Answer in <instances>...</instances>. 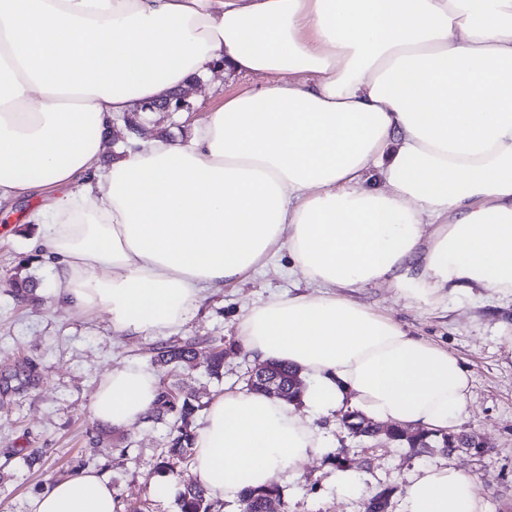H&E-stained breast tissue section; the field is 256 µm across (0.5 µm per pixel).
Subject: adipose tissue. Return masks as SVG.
Segmentation results:
<instances>
[{
    "label": "adipose tissue",
    "mask_w": 512,
    "mask_h": 512,
    "mask_svg": "<svg viewBox=\"0 0 512 512\" xmlns=\"http://www.w3.org/2000/svg\"><path fill=\"white\" fill-rule=\"evenodd\" d=\"M262 82L187 138L103 158L115 117L214 61ZM52 192L29 248L66 308L141 335L279 251L309 292L273 296L238 327L252 359L307 376L304 412L255 391L210 403L193 472L208 494L297 472L328 441L318 419L444 431L465 412L456 356L348 297L384 282L411 301L480 288L512 298V0H0V203ZM160 390L128 363L93 418L145 422ZM81 472L34 512H115ZM399 512H484L451 467L420 469Z\"/></svg>",
    "instance_id": "adipose-tissue-1"
}]
</instances>
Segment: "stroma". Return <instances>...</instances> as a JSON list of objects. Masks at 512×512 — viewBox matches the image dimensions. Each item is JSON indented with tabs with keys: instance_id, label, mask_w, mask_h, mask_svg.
<instances>
[{
	"instance_id": "obj_1",
	"label": "stroma",
	"mask_w": 512,
	"mask_h": 512,
	"mask_svg": "<svg viewBox=\"0 0 512 512\" xmlns=\"http://www.w3.org/2000/svg\"><path fill=\"white\" fill-rule=\"evenodd\" d=\"M183 93L188 110L138 114L141 138L185 136L216 103L203 82ZM44 202L35 192L0 208V512H34L35 499L52 483L91 470L110 479L119 512H180V494L196 477L187 461L169 470L161 466L170 421L101 424L90 412L93 392L108 371L134 362L199 404L193 424L201 426L205 407L226 390L245 388L256 366L237 344L241 318L252 306L295 290L302 280L289 273L283 252L243 281L208 294L180 325L159 334L123 336L113 331L107 313L63 307L44 260H35L28 269L39 284L35 301L15 299L14 269L28 256V239L38 230L27 216ZM352 297L458 358L471 387L467 411L451 430L475 434L482 447L446 454L383 435L359 440L341 420L323 419L319 425L328 448L303 465L296 479L278 478L283 495L274 512H366L369 499L386 488L393 492L389 512H398L408 478L435 465L471 478L487 512H512V340L501 334L502 327L512 326V303L476 290L425 306L407 302L381 284L358 289ZM177 336L224 340L229 349L222 376L210 375L201 360L176 370L151 363L149 347ZM340 452L345 460L339 464L335 457ZM342 470L356 480L347 495L336 487Z\"/></svg>"
}]
</instances>
